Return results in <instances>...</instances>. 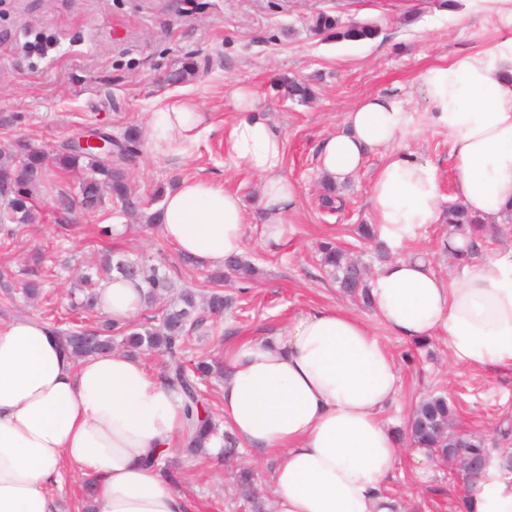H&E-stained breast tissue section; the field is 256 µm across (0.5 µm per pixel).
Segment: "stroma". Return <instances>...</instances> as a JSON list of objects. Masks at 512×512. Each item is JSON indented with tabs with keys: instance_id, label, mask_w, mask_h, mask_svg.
I'll return each mask as SVG.
<instances>
[{
	"instance_id": "obj_1",
	"label": "stroma",
	"mask_w": 512,
	"mask_h": 512,
	"mask_svg": "<svg viewBox=\"0 0 512 512\" xmlns=\"http://www.w3.org/2000/svg\"><path fill=\"white\" fill-rule=\"evenodd\" d=\"M438 0H0V151L18 141L32 142L45 154L51 183L33 191L35 220L0 261L22 268L36 250H44L49 270L45 285L53 307L38 300L22 306L26 318L45 311L70 316L71 294L80 270L100 262L105 250L139 255L166 266L178 284L204 288V272L183 263L160 231L146 230L140 212L60 213L58 191L75 192L81 169L57 167L60 146L91 128L110 130L114 137L134 131L141 151L126 173L140 195L175 187L183 179L206 175L236 192L246 210H253L258 181L246 174L224 149V128L234 114L230 92L246 84L258 93L262 112L286 137L285 173L297 184L300 205L289 218L288 242L267 251L250 234L247 255L260 268L259 278L242 288L224 283L235 306L219 318V334L193 339L190 351L223 360L226 341L259 336L285 325L295 314L324 304L341 305L360 317L372 334L400 357L402 392L384 414L397 434L414 405L425 395H448L456 406L454 431L484 437L497 450L512 448V373L471 372L455 364L446 337L408 343L395 336L373 309L341 295L316 264L315 249L336 238L360 257L370 273L391 260L425 255L434 270L448 276L457 270L441 249L448 236L444 224H430L399 247H377L358 235L372 221L368 197L372 178L382 162L371 155L347 191L342 209L323 208L324 177L317 166L323 138L335 131L346 112L363 98L379 93H404L412 121L401 146L431 159L438 170L440 192L451 197L453 172L448 163V132L431 125L414 79L425 67L447 62L454 54L475 51L512 36V16L490 9L486 0H460L458 13L437 6ZM320 12L342 21L378 26L376 39L328 41L310 30ZM45 42L43 54L31 47ZM207 67V74L172 81L185 64ZM286 77L308 79L311 102L284 98ZM193 91L212 114L213 131L183 162L155 154L150 141L155 101L168 93ZM121 224L122 236L99 240V223ZM180 477V489L196 502L198 512H250L238 497L232 473L238 464L252 467L263 497H270L273 456L248 451L213 462L208 457L178 453L169 460ZM402 512H450L459 492L440 467L404 472L392 484Z\"/></svg>"
}]
</instances>
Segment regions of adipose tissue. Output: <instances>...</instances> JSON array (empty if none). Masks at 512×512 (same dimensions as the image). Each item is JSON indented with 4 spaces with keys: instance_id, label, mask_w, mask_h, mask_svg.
<instances>
[{
    "instance_id": "ef3b65f1",
    "label": "adipose tissue",
    "mask_w": 512,
    "mask_h": 512,
    "mask_svg": "<svg viewBox=\"0 0 512 512\" xmlns=\"http://www.w3.org/2000/svg\"><path fill=\"white\" fill-rule=\"evenodd\" d=\"M432 125L448 132L452 198L490 222L512 211V37L452 56L416 78ZM235 119L224 149L259 181V238L288 239L299 191L284 173L285 137L256 93L231 91ZM410 116L396 93L364 98L320 144L326 179L352 180L374 151L384 154L370 188L378 237L391 247L443 221L436 166L401 148ZM212 128L189 91L165 96L151 121L156 153L188 158ZM163 237L203 269L247 251L241 198L223 183L183 179L164 198ZM375 314L400 338L444 333L466 370H512V253L472 258L446 279L424 257L383 265L371 283ZM140 282L101 283L98 302L116 324L143 308ZM395 356L341 306L301 313L279 331L224 350V427L238 447L274 455V512H402L387 493L402 455L416 470L437 461L402 450L382 418L400 395ZM192 427L182 396L125 352L82 362L63 353L37 319L0 322V512H61L55 493L71 468L94 478V512H195L185 494L148 464L179 453ZM471 512H512V475L487 469L467 494Z\"/></svg>"
}]
</instances>
